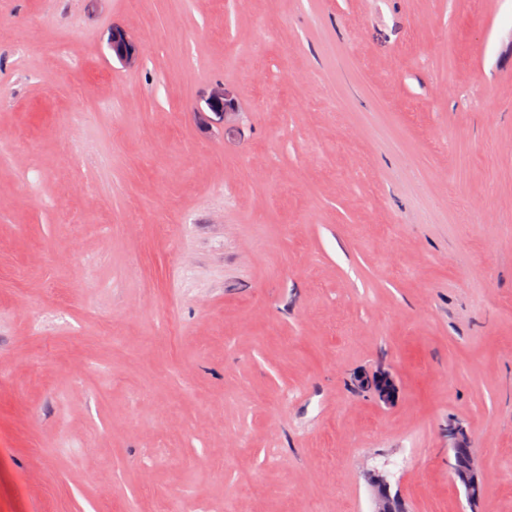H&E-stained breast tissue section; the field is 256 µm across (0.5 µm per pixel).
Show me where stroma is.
<instances>
[{
  "label": "stroma",
  "instance_id": "1",
  "mask_svg": "<svg viewBox=\"0 0 512 512\" xmlns=\"http://www.w3.org/2000/svg\"><path fill=\"white\" fill-rule=\"evenodd\" d=\"M0 12V512H512V0ZM112 54L128 66L138 62V47L128 30L120 25L114 26L109 39ZM209 112L224 113L235 112L238 106L237 100L230 91L224 87V82L213 83L204 98ZM357 385L358 392L369 391L375 400L388 406L393 403L398 390L396 379L385 368L359 377ZM445 436L448 437L453 479L464 489L471 512H479L477 509L486 497L487 484L482 478L475 449L470 448L467 429L461 423L451 424ZM369 484L372 490L374 510L372 512H396L400 498L392 495L390 484L383 475H374L370 478Z\"/></svg>",
  "mask_w": 512,
  "mask_h": 512
}]
</instances>
